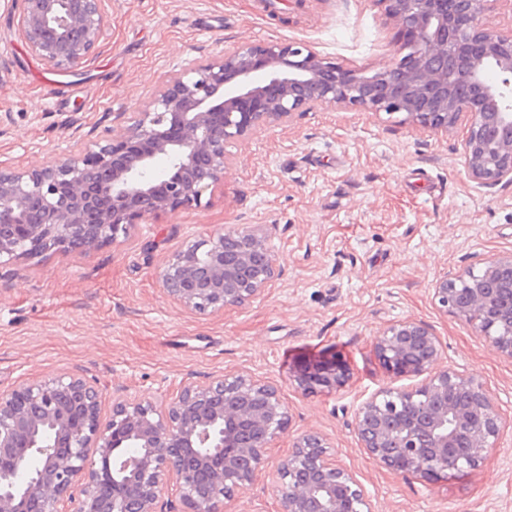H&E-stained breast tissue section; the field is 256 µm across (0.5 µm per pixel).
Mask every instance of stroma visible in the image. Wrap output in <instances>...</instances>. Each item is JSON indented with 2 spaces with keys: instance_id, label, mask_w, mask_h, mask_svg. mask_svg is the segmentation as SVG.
Segmentation results:
<instances>
[{
  "instance_id": "1",
  "label": "stroma",
  "mask_w": 512,
  "mask_h": 512,
  "mask_svg": "<svg viewBox=\"0 0 512 512\" xmlns=\"http://www.w3.org/2000/svg\"><path fill=\"white\" fill-rule=\"evenodd\" d=\"M105 35L60 72L29 51L21 0H0V165L25 169L121 130L191 59L267 41H301L359 69L398 57L378 0H105ZM465 122L448 134L402 115L321 108L228 141L222 185L200 205L147 218L89 252L0 264V392L42 375L80 373L103 397L126 389L175 396L184 382L244 374L277 386L290 426L269 466L314 430L330 442L374 512H512V359L442 313L431 286L445 270L512 253V183L486 188L462 166ZM232 227L268 232L276 274L258 297L200 314L164 294L178 251ZM414 319L440 337V367L479 379L505 421L477 467L426 480L394 473L362 448L358 406L383 388H411L373 340ZM342 362L348 382L304 389L298 377ZM222 512H281L259 477Z\"/></svg>"
}]
</instances>
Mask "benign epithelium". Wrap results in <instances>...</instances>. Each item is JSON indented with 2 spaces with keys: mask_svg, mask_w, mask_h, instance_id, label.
Wrapping results in <instances>:
<instances>
[{
  "mask_svg": "<svg viewBox=\"0 0 512 512\" xmlns=\"http://www.w3.org/2000/svg\"><path fill=\"white\" fill-rule=\"evenodd\" d=\"M21 35L46 65L89 57L105 29L102 0H22ZM397 28L399 59L373 71L344 67L297 42L268 41L222 52L168 80L132 123L104 142L25 170L0 166V263L47 251L97 249L131 224L198 205L224 183V143L323 106L402 113L448 132L468 121L462 164L485 187L512 183V30L484 22L489 0H380ZM164 158V174L154 162ZM237 243L224 256V240ZM512 253L446 271L432 284L438 308L464 321L512 359ZM275 275L266 238L228 229L176 253L164 292L199 313L241 305ZM397 376H425L414 389H383L357 410L370 457L399 474L432 479L457 466L448 455L468 438L476 465L504 428L480 381L436 365L438 336L425 323H391L373 342ZM349 379L338 362L298 378L307 389ZM279 390L243 374L186 382L176 396L112 397L101 416L96 383L77 374L34 378L0 393V512H221L219 503L255 481L272 442L287 431ZM179 501L162 498L170 481ZM283 512H372L350 471L318 432L298 436L276 466Z\"/></svg>",
  "mask_w": 512,
  "mask_h": 512,
  "instance_id": "obj_1",
  "label": "benign epithelium"
}]
</instances>
